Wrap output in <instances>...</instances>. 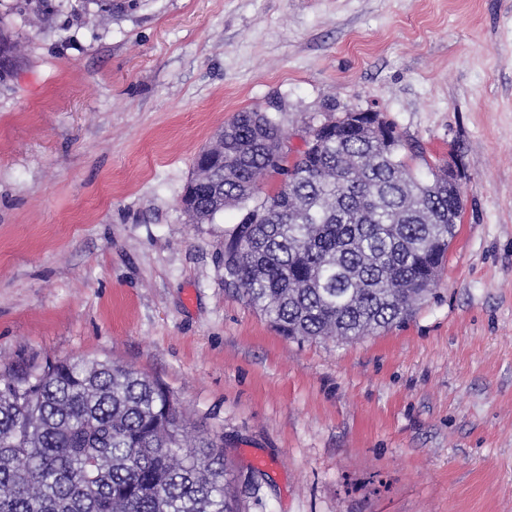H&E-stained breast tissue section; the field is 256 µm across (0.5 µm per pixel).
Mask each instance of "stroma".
<instances>
[{"label":"stroma","instance_id":"obj_1","mask_svg":"<svg viewBox=\"0 0 512 512\" xmlns=\"http://www.w3.org/2000/svg\"><path fill=\"white\" fill-rule=\"evenodd\" d=\"M0 0V364L108 359L223 439L239 512H512V0ZM279 102L288 147L350 110L465 212L403 323L293 341L224 282L228 208L180 206L193 160ZM1 29H0V54L3 52L6 55H10L11 58L15 62V69L17 68L20 58L22 56V45L18 38L13 34V32L6 26L3 22L2 17H0ZM3 25V29H2ZM13 61L9 57H5L0 55V79L5 78L6 76L11 75L13 71L8 72L5 75L1 74V70L4 68H12Z\"/></svg>","mask_w":512,"mask_h":512}]
</instances>
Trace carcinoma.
<instances>
[{
	"label": "carcinoma",
	"mask_w": 512,
	"mask_h": 512,
	"mask_svg": "<svg viewBox=\"0 0 512 512\" xmlns=\"http://www.w3.org/2000/svg\"><path fill=\"white\" fill-rule=\"evenodd\" d=\"M49 0H21L43 18ZM0 53L22 45L0 29ZM279 109L234 116L195 158L193 220L229 207L225 283L279 335L353 340L404 321L429 292L464 210L443 171L424 178L398 131L388 140L338 119L279 173ZM224 441L197 432L158 380L108 360H49L0 370V512H237Z\"/></svg>",
	"instance_id": "obj_1"
}]
</instances>
